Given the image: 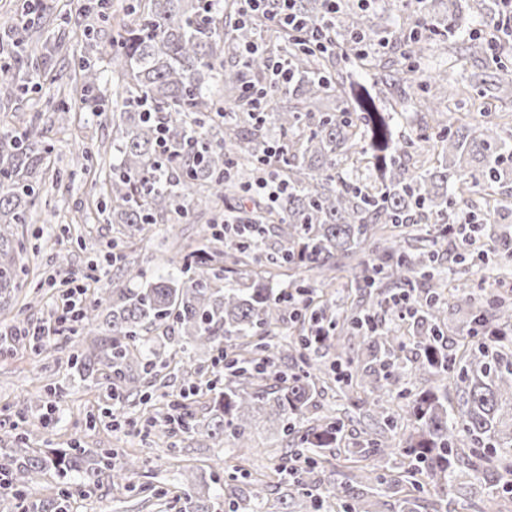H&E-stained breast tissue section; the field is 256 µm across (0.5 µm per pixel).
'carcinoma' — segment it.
Wrapping results in <instances>:
<instances>
[{
	"instance_id": "cac0c4a2",
	"label": "carcinoma",
	"mask_w": 512,
	"mask_h": 512,
	"mask_svg": "<svg viewBox=\"0 0 512 512\" xmlns=\"http://www.w3.org/2000/svg\"><path fill=\"white\" fill-rule=\"evenodd\" d=\"M238 0H138L130 7L132 20L112 37L111 61L121 75L120 88L100 94V72L91 63L80 67L74 85L56 87L44 101L51 125L64 130L70 122L69 101L93 95L98 113H112V142L84 160L112 152L108 175L112 223L129 238L145 236L150 225L169 214L216 207L241 213V219L262 221L257 234L244 233L209 242L177 263L200 273L183 279H146L145 269L124 260L122 273L131 288L96 293L78 319L80 335L89 345L72 355V365L87 381L105 379L108 389L134 391L140 379L158 376L170 365L190 377L201 373L192 353L231 347L235 357L224 364V375L209 384L214 391L208 415L198 416L188 398L198 392L192 383L170 407L180 410L182 424L169 414L150 416L160 439L177 432L199 442L221 444L246 439L253 422L267 417L276 438L294 437L287 462L277 471L275 512H356L348 502L347 486L332 483L319 490L312 476L334 475L336 456L346 430L334 415L312 409L322 369L306 356L309 336L321 328L322 346L334 350L330 382L359 388L360 405L386 410L402 396L401 381L411 369L427 372L434 386L413 394L402 408L411 426L404 440L389 445L376 437L346 461L362 471L369 488L399 494L397 512H417L416 494L432 489V512H453L450 491L458 473L467 470L474 483L496 477L512 487V351L506 350L512 329V304L505 298L480 305L484 335L466 329L460 353L442 344L445 291L467 273L460 268L446 275L436 251L414 252L405 228L434 218L451 224L456 213L472 211L478 237H488L479 260L495 266L512 244L509 233H485L484 225L504 207L501 195L512 193V142L491 119L494 102L512 101V38L498 26L468 39L470 16L491 19L499 0H414L410 21L400 15L384 23L369 5L343 3L345 24L334 33L329 53L302 42L295 33L271 28L255 16L243 26L237 21ZM296 11L308 22L318 21L325 0H296ZM272 30L266 51L286 58L294 80L286 90L267 83L266 57L243 61L235 48L258 40ZM45 29L27 25L24 42L34 47L30 66L43 65ZM439 53L452 63L473 59L476 72L471 92L454 107L441 109L440 92L448 91V69L435 68L430 56ZM268 89L269 100L288 96V105L273 104L265 114L242 100L245 80ZM27 91L9 62L0 65V94ZM155 111L145 117L142 102ZM419 117L407 134L400 129V111ZM41 115L21 121V129L0 130V224H27L33 219L28 197L40 180L51 152L43 140ZM166 132L167 155L158 153L157 124ZM287 138L286 151L272 153V131ZM424 144L427 158L410 163V149ZM267 169L276 171L286 187L279 201L268 206L256 200L247 208L245 196ZM482 193L485 209H474L472 196ZM18 243L0 233V303L16 290ZM359 258L351 269V287L360 292L362 308L338 310L326 298L295 329L289 347L299 352L303 367L284 372L273 361L276 329L290 305L279 295L270 268H287L300 277L289 281L301 295L333 285L344 260ZM408 291L418 301L411 316L415 325V358L400 356L396 328H379L371 318L389 306L391 296ZM352 324L362 335L364 356L387 370L367 372L360 357L345 350L337 329ZM179 336L164 358L148 346V333ZM454 383L457 405L448 399ZM36 430L22 427L13 447L0 448V471L16 491L21 512H70L71 500L99 483L131 492H150L132 483L110 448L93 453L73 444L68 448H24ZM75 475L78 482L58 487L31 500L26 491L50 474ZM236 481L228 512H268L266 502L235 466ZM221 476L186 478L185 512H210L212 487Z\"/></svg>"
}]
</instances>
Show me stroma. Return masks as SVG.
<instances>
[{
	"mask_svg": "<svg viewBox=\"0 0 512 512\" xmlns=\"http://www.w3.org/2000/svg\"><path fill=\"white\" fill-rule=\"evenodd\" d=\"M129 2L110 0L108 16L101 19L93 12L99 0H40L32 18L48 21L50 36L61 49L48 59L45 74L31 76L27 92L9 100L0 97V125L41 111L44 88L51 76H74L83 58H93L105 82L115 83L117 76L107 49L116 21L123 17V8ZM111 138V117L94 116L84 105H77L67 134L51 138V164L37 190V216L32 223L13 227L21 248V286L9 311L0 310V448L10 447L18 417L34 423L46 412L51 418L48 432L31 439L30 447L64 448L74 443L92 450L113 449L121 460L134 466V482L152 484L162 493L161 498L145 504L134 494L103 482L89 494L75 498L71 512H170L168 503L182 494L186 472L209 473L218 461L243 466L257 480L264 496L272 497L282 457L275 452L265 421H257L252 427L250 443L245 448L231 441L218 447H202L181 434L177 448L171 451L151 445L144 427L138 424L142 415L138 405L126 404L112 423L89 426L88 417L100 415L112 401L106 389L81 381L75 369L70 368L68 358L75 351L77 334L57 337L36 351L7 333L12 316L18 313L33 324L49 322L57 294L51 278L79 276L101 265L108 245L120 250L135 249L149 275H177V268L168 262L165 252L167 222L152 225L144 240L130 245L120 225L111 223L104 209L103 173L96 167L88 171L81 168L82 149ZM501 272L512 279V264L501 265L496 272L473 266L466 293L450 298L443 338L449 350H457L472 307L497 290L496 278ZM315 403L319 410L343 413L346 432L342 445L356 447L367 421L351 395L335 387L322 388ZM453 506L456 512H507L512 500L492 488L478 491L468 478L460 477L454 483Z\"/></svg>",
	"mask_w": 512,
	"mask_h": 512,
	"instance_id": "stroma-1",
	"label": "stroma"
}]
</instances>
